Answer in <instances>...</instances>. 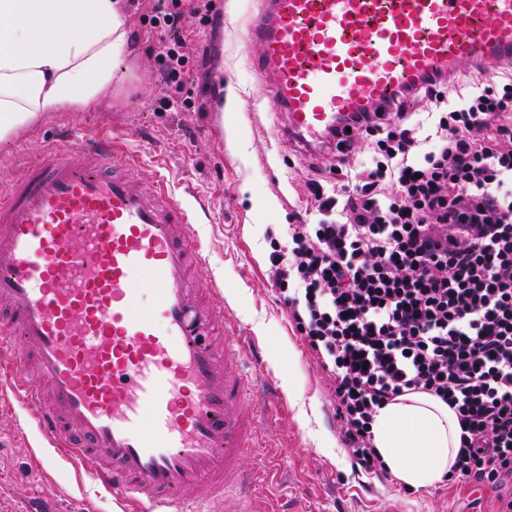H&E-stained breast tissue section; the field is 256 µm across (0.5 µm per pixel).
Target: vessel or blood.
Returning <instances> with one entry per match:
<instances>
[{
  "mask_svg": "<svg viewBox=\"0 0 512 512\" xmlns=\"http://www.w3.org/2000/svg\"><path fill=\"white\" fill-rule=\"evenodd\" d=\"M254 68L290 152L336 151L429 81L512 64V0H260ZM110 139L69 133L0 176V368L52 458L80 464L124 512H238L273 478L249 412L264 361L231 318L191 212L140 182Z\"/></svg>",
  "mask_w": 512,
  "mask_h": 512,
  "instance_id": "obj_1",
  "label": "vessel or blood"
}]
</instances>
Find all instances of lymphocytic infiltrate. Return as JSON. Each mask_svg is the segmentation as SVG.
<instances>
[{
    "label": "lymphocytic infiltrate",
    "mask_w": 512,
    "mask_h": 512,
    "mask_svg": "<svg viewBox=\"0 0 512 512\" xmlns=\"http://www.w3.org/2000/svg\"><path fill=\"white\" fill-rule=\"evenodd\" d=\"M215 0H151L146 32L205 21ZM182 41L156 49L154 109L194 106ZM426 122L397 107L365 128L371 163L335 192L307 184L315 220L268 232L273 286L325 374L354 467L390 474L373 444L380 409L408 392L457 415L448 476L512 478V72L423 90Z\"/></svg>",
    "instance_id": "obj_1"
}]
</instances>
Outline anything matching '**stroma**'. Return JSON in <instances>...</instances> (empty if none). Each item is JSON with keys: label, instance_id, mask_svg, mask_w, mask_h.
I'll return each instance as SVG.
<instances>
[{"label": "stroma", "instance_id": "1", "mask_svg": "<svg viewBox=\"0 0 512 512\" xmlns=\"http://www.w3.org/2000/svg\"><path fill=\"white\" fill-rule=\"evenodd\" d=\"M258 0H221L211 20L192 23L185 40L190 57H205L194 86L199 107L158 112L154 46L159 34H140L124 59L111 101L47 113L12 141L0 143V167L22 174L58 129L102 137L135 155V177L165 175L169 189L191 204L207 250L199 278L217 277L237 324L255 336L269 367L268 383L281 389L286 408L270 415L271 400L255 394L250 411L268 415L274 443L266 456L249 453L246 465L277 474L257 512H281L296 500L306 512H493L499 488L474 481H441L411 493L396 481L354 470L339 439L327 381L289 322L271 285L267 229L284 233L310 221L306 184L331 155L282 158L273 135L276 106L262 98L251 67L246 33ZM31 410L0 390V512H28L32 501L55 500L57 512H121L110 495L77 466L58 461L41 469L40 440Z\"/></svg>", "mask_w": 512, "mask_h": 512}]
</instances>
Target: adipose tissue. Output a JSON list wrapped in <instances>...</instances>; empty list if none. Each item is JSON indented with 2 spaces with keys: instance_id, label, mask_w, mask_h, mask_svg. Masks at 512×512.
<instances>
[{
  "instance_id": "ef3b65f1",
  "label": "adipose tissue",
  "mask_w": 512,
  "mask_h": 512,
  "mask_svg": "<svg viewBox=\"0 0 512 512\" xmlns=\"http://www.w3.org/2000/svg\"><path fill=\"white\" fill-rule=\"evenodd\" d=\"M128 51L122 0H0V142L45 113L111 101ZM373 431L393 478L414 491L441 481L460 446L455 412L422 392L379 410Z\"/></svg>"
}]
</instances>
